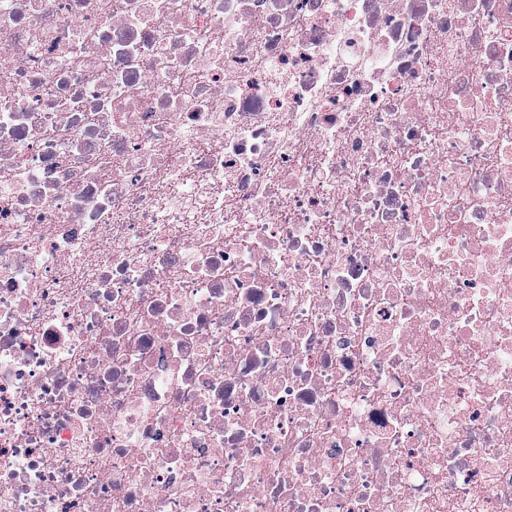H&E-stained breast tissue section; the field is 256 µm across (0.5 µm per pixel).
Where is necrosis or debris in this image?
<instances>
[{"instance_id": "necrosis-or-debris-1", "label": "necrosis or debris", "mask_w": 512, "mask_h": 512, "mask_svg": "<svg viewBox=\"0 0 512 512\" xmlns=\"http://www.w3.org/2000/svg\"><path fill=\"white\" fill-rule=\"evenodd\" d=\"M0 512H512V0H0Z\"/></svg>"}]
</instances>
